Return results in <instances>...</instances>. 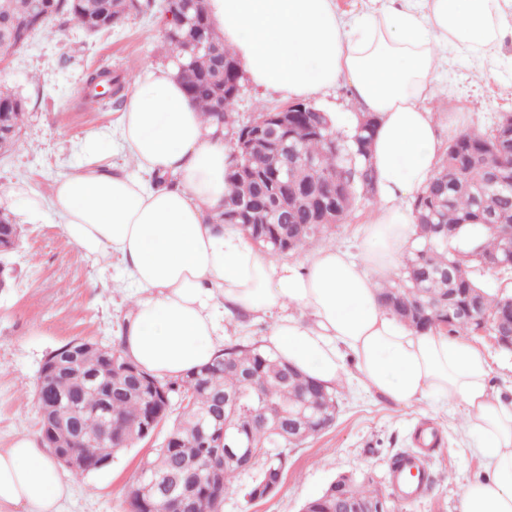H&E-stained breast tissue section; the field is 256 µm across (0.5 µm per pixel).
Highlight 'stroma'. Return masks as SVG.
I'll return each instance as SVG.
<instances>
[{
	"instance_id": "35a3bbf8",
	"label": "stroma",
	"mask_w": 512,
	"mask_h": 512,
	"mask_svg": "<svg viewBox=\"0 0 512 512\" xmlns=\"http://www.w3.org/2000/svg\"><path fill=\"white\" fill-rule=\"evenodd\" d=\"M161 5V0H150L149 9L124 26L94 36L75 26L34 32L8 67L0 69V89L9 88L27 103L14 144L0 151L1 198L19 187L49 197L62 175L79 165L91 166L82 150L85 135L118 137L120 112L90 104L86 80L91 72L107 69L129 88L143 66L170 63V48L159 34ZM489 64L496 72L492 80L482 78L466 60H450L446 77L435 84L427 106L448 115L443 141L461 127L491 130L501 113H512V38ZM377 205V198L362 200L343 223L307 243L305 253L326 245L360 253V231ZM98 276L97 268L78 256L57 217L22 223L10 277L0 288V449L17 437L39 433L34 389L53 351L74 339L117 344L132 290L119 268L109 272L106 287H92ZM337 396L335 424L291 452L278 491L250 500L247 487L253 475L242 473L224 492V512H299L341 474L370 473L379 488L391 491L392 462L398 454L415 451V431L425 422L437 426L442 443L431 455L425 494L399 501V512H457L465 486L480 467L457 409L428 402L399 406L360 384L352 372L338 385ZM171 427V422L161 423L151 438L115 453L102 470L69 472L67 512H130L129 492L139 465L161 446Z\"/></svg>"
}]
</instances>
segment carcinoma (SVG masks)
I'll use <instances>...</instances> for the list:
<instances>
[{"label": "carcinoma", "mask_w": 512, "mask_h": 512, "mask_svg": "<svg viewBox=\"0 0 512 512\" xmlns=\"http://www.w3.org/2000/svg\"><path fill=\"white\" fill-rule=\"evenodd\" d=\"M194 28L167 23L164 38L178 69L185 92L204 117L221 120L232 133L236 123V98L224 95V62L236 60L216 32L205 0H189ZM142 10L141 0H0V41L18 37L20 26L37 29L55 20L89 30L100 13L126 21ZM205 48L190 51L193 42ZM99 80L106 93L91 102L118 111L124 99L120 79L108 71H95L88 82ZM26 114V102L0 91V145H11ZM316 114L295 117L288 156V182L311 189L329 180L351 182L350 201L336 203V223H341L356 202L375 194L371 169L365 168L359 147L369 148L376 126L373 115L364 128L341 133L330 127L311 131ZM512 131V114L504 113L490 133L474 130L452 138L438 175L414 202L415 246L400 274L380 288L384 309L417 332L445 329L450 334L490 331L497 336L512 325V294L491 290L479 278L492 273L512 275V252L504 253L512 229V164L504 162L500 135ZM502 184L487 185L490 171ZM224 181V212L245 207L263 197L273 203L274 188L262 177L243 178L230 163ZM288 223L268 222L264 209L253 208L240 231L268 254H297L328 225L319 223L305 194L288 192ZM76 348L57 349L52 360L58 367L39 372L36 399L58 400L52 428L72 420L76 432L58 437L41 436L52 452L57 441L71 444V451L86 467L112 458V454L148 438L142 426L153 418L165 421L176 414L175 424L163 445L141 467L146 478L132 490V512H172L166 495L168 482L179 480L175 494L185 498L186 512H222L224 495L210 490L211 442L224 422L234 424L230 450L224 452L221 486L241 473L258 469L248 490L252 500L268 497L267 489L283 478L288 454L308 439L331 428L337 415L336 390L303 374L258 343L224 347L202 367L178 380L159 378L138 368L118 347L107 355L91 349L73 356ZM307 405L301 416L288 412ZM317 496L307 500L306 512H358L374 499H384L383 512H395V501L374 486L368 475L339 476Z\"/></svg>", "instance_id": "carcinoma-1"}]
</instances>
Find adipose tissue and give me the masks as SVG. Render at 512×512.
Masks as SVG:
<instances>
[{
	"instance_id": "ef3b65f1",
	"label": "adipose tissue",
	"mask_w": 512,
	"mask_h": 512,
	"mask_svg": "<svg viewBox=\"0 0 512 512\" xmlns=\"http://www.w3.org/2000/svg\"><path fill=\"white\" fill-rule=\"evenodd\" d=\"M208 12L256 88L302 100L344 82L377 127L370 158L379 204L352 255L325 246L293 261L264 257L224 227V126L204 121L173 65H147L122 114V149L151 184L103 165L79 168L50 197L19 193L24 220L57 216L80 258L120 261L134 288L118 330L126 357L176 380L224 346V321L269 316L268 340L325 384L354 364L392 402L459 408L482 467L459 512H512V400L493 394L488 354L461 336L416 333L379 299V279L414 241L412 202L436 175L442 142L423 105L449 53L484 68L512 37V0H209ZM69 482L39 437L0 450V512H64Z\"/></svg>"
}]
</instances>
